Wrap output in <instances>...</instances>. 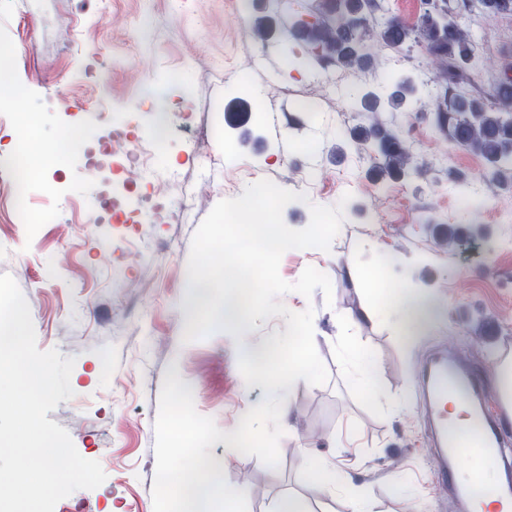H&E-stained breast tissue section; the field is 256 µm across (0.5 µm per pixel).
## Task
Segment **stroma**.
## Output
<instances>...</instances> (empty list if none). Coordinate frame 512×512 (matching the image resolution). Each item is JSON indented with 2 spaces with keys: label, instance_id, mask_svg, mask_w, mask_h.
<instances>
[{
  "label": "stroma",
  "instance_id": "obj_1",
  "mask_svg": "<svg viewBox=\"0 0 512 512\" xmlns=\"http://www.w3.org/2000/svg\"><path fill=\"white\" fill-rule=\"evenodd\" d=\"M323 16L324 0H0V52L10 54L0 78V274L23 293L38 348L74 357V395L48 417L106 474L55 512H153L165 376L196 388L197 412L225 432L263 400V387L240 374L239 355L267 348L285 317L257 320L238 338L183 340L193 236L219 201L262 179L301 193L283 210L290 228L308 225L311 205L343 208L329 250L291 249L279 265L290 283L309 266L330 279L331 295L281 298L289 311L313 309L328 379L292 386L278 468L221 442L211 456L246 493L248 512H274L290 497L306 512H350L345 493L311 492L308 455L348 460L352 484L371 491L378 512H459L435 480L421 373L438 353L461 350L484 376L486 399L499 401L496 363L512 345V190L485 181L484 160L416 104L379 117L414 145L422 175L381 189L368 177L373 157L337 154L338 132L363 123L360 97L375 80L294 39L297 21ZM463 20L477 38L469 90L512 78V16L475 9ZM379 61L396 78L431 77L418 48L384 50ZM298 94L316 111H294ZM160 99L172 131L155 151L149 108ZM18 113L40 121L24 143ZM117 129L139 136L145 164L134 173L119 155L88 167L71 147ZM22 164L33 177L26 209L13 187ZM452 171L473 183L481 207L449 180ZM364 273L379 289L356 283ZM409 293L427 302L418 326L394 311ZM364 306L383 314L354 324ZM343 338L374 360L370 386L350 373Z\"/></svg>",
  "mask_w": 512,
  "mask_h": 512
}]
</instances>
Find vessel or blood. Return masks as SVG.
I'll return each instance as SVG.
<instances>
[{
  "instance_id": "b4317fda",
  "label": "vessel or blood",
  "mask_w": 512,
  "mask_h": 512,
  "mask_svg": "<svg viewBox=\"0 0 512 512\" xmlns=\"http://www.w3.org/2000/svg\"><path fill=\"white\" fill-rule=\"evenodd\" d=\"M431 401L442 404L448 393L461 394L469 406V422L461 426L438 414L435 426L434 473L441 488L460 500L471 495L469 484L460 481L459 464L463 456L477 453L489 463L512 465V432L503 426L502 416L490 412L482 402V379L471 366L456 356L433 362L427 375Z\"/></svg>"
}]
</instances>
